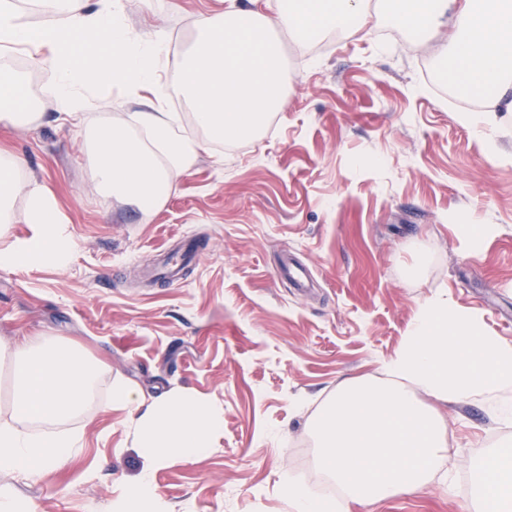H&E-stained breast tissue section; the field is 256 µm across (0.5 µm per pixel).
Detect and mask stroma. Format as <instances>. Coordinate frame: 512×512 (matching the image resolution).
<instances>
[{"label": "stroma", "instance_id": "1", "mask_svg": "<svg viewBox=\"0 0 512 512\" xmlns=\"http://www.w3.org/2000/svg\"><path fill=\"white\" fill-rule=\"evenodd\" d=\"M215 0H126L134 33L165 31L161 84L173 82L196 22ZM354 38L299 46L277 37L284 100L250 140L207 145L163 209L144 218L94 188L92 150L58 121L46 71L25 67L35 127L0 130L23 176L54 191L74 247L65 261L0 268V349L22 336L82 345L109 369L84 413L80 458L36 484L0 475L37 512H113L142 461L112 386L144 401L189 392L220 407L224 427L197 460L160 468L167 512H289L283 474L322 489L308 422L344 379L381 377L422 303L438 298L512 343V114L482 126L440 90L433 42L394 22L399 0ZM491 227L472 250L458 224ZM197 259L183 279L150 278L179 243ZM304 265L297 288L275 277ZM448 490L396 495L372 512H465L478 465L512 450V419L492 400L452 401Z\"/></svg>", "mask_w": 512, "mask_h": 512}]
</instances>
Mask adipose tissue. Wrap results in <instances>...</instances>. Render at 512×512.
<instances>
[{"label":"adipose tissue","mask_w":512,"mask_h":512,"mask_svg":"<svg viewBox=\"0 0 512 512\" xmlns=\"http://www.w3.org/2000/svg\"><path fill=\"white\" fill-rule=\"evenodd\" d=\"M47 21L21 22L11 0H0V46H21L32 68L55 75L58 116L80 125L97 88L123 87L139 107L132 123L93 130V182L100 196L151 215L169 198L174 181L195 165L206 142L253 136L281 104L285 69L275 30L307 41L333 28L354 36L378 13L361 0H224L202 15L185 51L177 95L192 109L201 136L178 133L176 113L163 109L158 55L164 35L133 37L120 21L122 0H39ZM402 27L440 35L448 82L478 95L493 93L500 112H512V0H406ZM99 51L84 66L88 45ZM21 78L0 81V126H33L41 115L27 109ZM22 159L0 147V267L17 261L67 258L73 242L52 189L43 181L18 183ZM22 189L32 233L10 240L12 199ZM13 405L0 419V473L31 482L77 458V431L61 423L81 415L105 362L76 344L43 336L17 340ZM380 380L340 383L310 422L318 465L342 494V512L427 488L448 459V400L471 401L512 390V345L485 332L477 319L430 299L419 308L401 352ZM112 403L130 414L139 475L113 512H166L153 477L157 469L206 455L224 425L221 409L189 393L143 404L123 386ZM473 512H512V452L488 456Z\"/></svg>","instance_id":"obj_1"}]
</instances>
